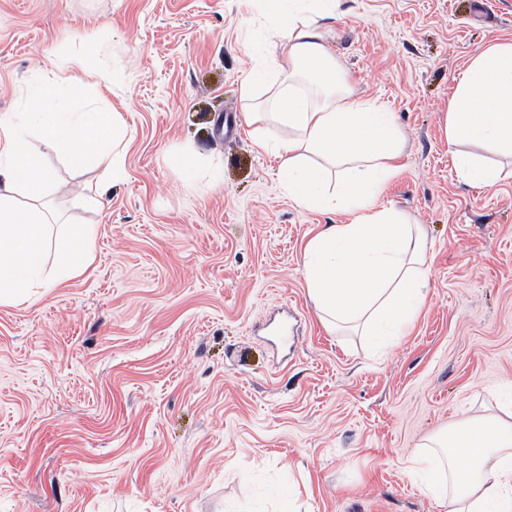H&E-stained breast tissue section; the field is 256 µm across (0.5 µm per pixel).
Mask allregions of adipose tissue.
Segmentation results:
<instances>
[{
	"mask_svg": "<svg viewBox=\"0 0 512 512\" xmlns=\"http://www.w3.org/2000/svg\"><path fill=\"white\" fill-rule=\"evenodd\" d=\"M266 19V48L240 87L254 145L279 161L278 176L298 206L349 214L324 224L304 249L309 297L332 328L359 329L376 347L393 344L428 295L423 225L380 203L400 171L405 133L387 106L357 96L323 41L341 0H254ZM110 55L60 54L28 82L23 111L0 115V303L26 299L72 278L90 261L94 233L51 237L54 218L38 202L54 184L33 150L41 141L107 178L125 175L120 113L77 84L107 78ZM281 134H272V127ZM455 165L467 183L498 182L500 168L462 152L465 144L512 156V39L476 51L456 81L445 118ZM30 203L20 206L16 195ZM412 461L440 512H512V397L496 413L467 417L428 442Z\"/></svg>",
	"mask_w": 512,
	"mask_h": 512,
	"instance_id": "1",
	"label": "adipose tissue"
}]
</instances>
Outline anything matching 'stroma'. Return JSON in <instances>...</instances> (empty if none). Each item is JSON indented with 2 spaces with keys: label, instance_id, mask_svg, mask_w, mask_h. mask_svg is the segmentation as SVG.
<instances>
[{
  "label": "stroma",
  "instance_id": "obj_1",
  "mask_svg": "<svg viewBox=\"0 0 512 512\" xmlns=\"http://www.w3.org/2000/svg\"><path fill=\"white\" fill-rule=\"evenodd\" d=\"M328 46L408 148L382 200L427 230L429 301L395 344L318 319L303 253L345 214L299 207L239 88L265 24L244 0H0V114L61 52L112 45L93 96L129 128L104 182L35 142L60 225L95 228L82 274L0 304V512H439L408 460L512 386V157L465 183L445 111L512 0H345ZM199 159L193 182L172 164ZM221 168L222 183L208 172Z\"/></svg>",
  "mask_w": 512,
  "mask_h": 512
}]
</instances>
